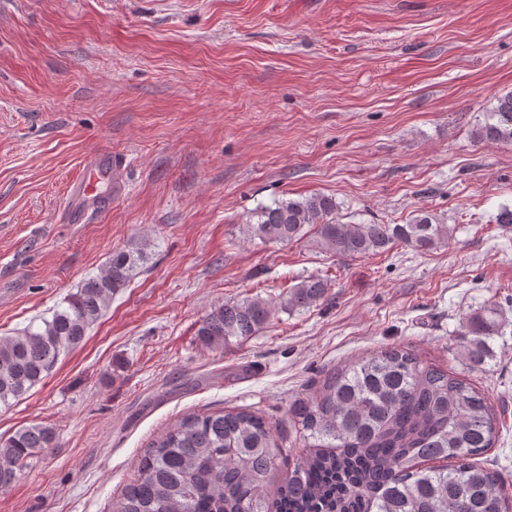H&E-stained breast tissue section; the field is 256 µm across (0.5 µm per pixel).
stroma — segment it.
<instances>
[{
	"mask_svg": "<svg viewBox=\"0 0 512 512\" xmlns=\"http://www.w3.org/2000/svg\"><path fill=\"white\" fill-rule=\"evenodd\" d=\"M512 93V0H0V336H13L147 239V257L47 379L0 406V437L44 423L59 446L0 489V512H110L148 443L192 412L249 408L274 426L284 483L306 454L290 402L386 347L487 397L480 458L512 489V146L474 129ZM124 160V194L69 218L86 157ZM335 196L346 223L430 211L455 232L339 260L313 239L245 237L260 205ZM310 308L205 348L224 302ZM499 305L495 358L456 357L463 316ZM328 290V283L324 279L310 277L289 288L281 305L290 312L304 309L323 300Z\"/></svg>",
	"mask_w": 512,
	"mask_h": 512,
	"instance_id": "obj_1",
	"label": "stroma"
}]
</instances>
